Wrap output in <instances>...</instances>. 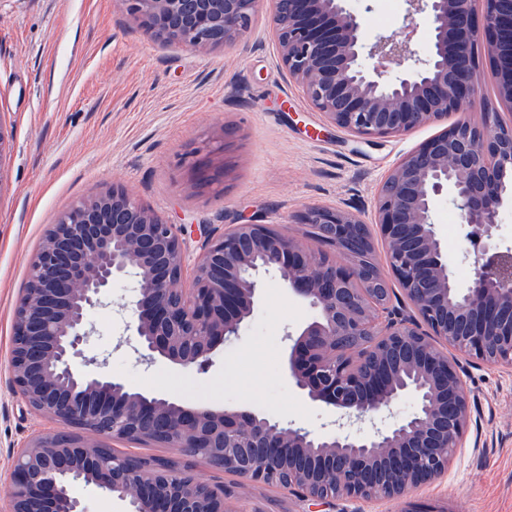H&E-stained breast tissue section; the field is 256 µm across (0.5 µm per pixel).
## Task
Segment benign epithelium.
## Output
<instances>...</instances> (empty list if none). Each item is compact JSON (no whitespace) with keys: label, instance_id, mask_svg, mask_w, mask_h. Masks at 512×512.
<instances>
[{"label":"benign epithelium","instance_id":"obj_1","mask_svg":"<svg viewBox=\"0 0 512 512\" xmlns=\"http://www.w3.org/2000/svg\"><path fill=\"white\" fill-rule=\"evenodd\" d=\"M157 41L219 49L269 5L270 33L289 78L333 125L362 138L403 136L453 118L409 152L381 184L377 219L386 264L411 312L385 307L358 283L385 275L372 232L356 216L311 206L301 223L317 241L352 258L349 267L314 252L274 224L205 229L189 265L188 229L143 206L123 185L75 202L49 225L15 310L10 372L35 412L67 432L40 435L17 453L0 512H85L76 483L127 503V512H232L224 488L176 473L163 461L108 460L99 439L153 442L203 458L248 482L307 501H369L384 477L400 500L438 480L463 447L468 391L459 356L512 366V252L496 243L512 206V125L485 107L472 120L480 59L496 71L498 103L512 110V0H405L406 19L425 15V55L412 32L362 39V17L346 0H118ZM408 64L391 79L386 64ZM451 194L468 228L473 262L456 279L433 221ZM193 267L192 288H183ZM277 275L316 316L294 339L287 372L313 403L359 421L381 416L411 393L413 414L368 433L315 434L238 409H190L79 370L92 309L117 281L129 282L138 353L201 371L238 335L263 278Z\"/></svg>","mask_w":512,"mask_h":512}]
</instances>
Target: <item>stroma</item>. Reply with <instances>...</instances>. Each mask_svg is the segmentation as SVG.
<instances>
[{
  "label": "stroma",
  "mask_w": 512,
  "mask_h": 512,
  "mask_svg": "<svg viewBox=\"0 0 512 512\" xmlns=\"http://www.w3.org/2000/svg\"><path fill=\"white\" fill-rule=\"evenodd\" d=\"M363 13L366 42L404 25V0H348ZM0 121L13 150L0 171V475L29 440L62 431L9 386L14 310L31 258L58 214L121 184L169 223L223 230L252 221L307 241L298 215L313 205L376 221L380 182L441 130L364 139L327 125L282 68L267 10L232 45L198 51L155 41L116 0H0ZM193 153L195 167L182 162ZM434 222L458 279L465 231L449 196ZM126 282L90 313L94 331L80 368L147 396L188 407H232L328 433L329 411L311 403L286 372L290 334L315 311L266 277L238 338L188 373L163 357L141 360ZM470 397L465 446L440 480L407 503L340 499L321 512H512V368L461 363ZM116 454L164 459L223 487L233 512H310L286 491L247 483L174 448L115 441Z\"/></svg>",
  "instance_id": "35a3bbf8"
}]
</instances>
